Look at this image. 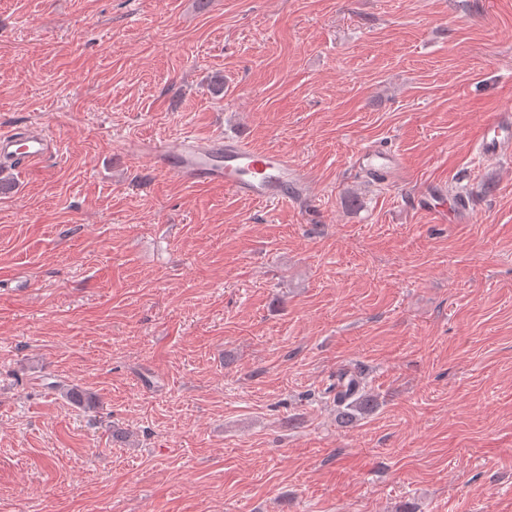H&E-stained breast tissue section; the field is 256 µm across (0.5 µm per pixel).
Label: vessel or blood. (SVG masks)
<instances>
[{
	"label": "vessel or blood",
	"mask_w": 512,
	"mask_h": 512,
	"mask_svg": "<svg viewBox=\"0 0 512 512\" xmlns=\"http://www.w3.org/2000/svg\"><path fill=\"white\" fill-rule=\"evenodd\" d=\"M477 144L487 158L512 150V114L489 116L481 126ZM57 149L50 130L32 133L0 130V170L28 167ZM153 166L191 184H221L235 194L260 202H296L308 193L305 177L286 155L249 148L228 139L203 140L192 135L174 142L144 147ZM355 166L370 177L392 181L402 170L398 153L380 145L360 148Z\"/></svg>",
	"instance_id": "vessel-or-blood-1"
}]
</instances>
